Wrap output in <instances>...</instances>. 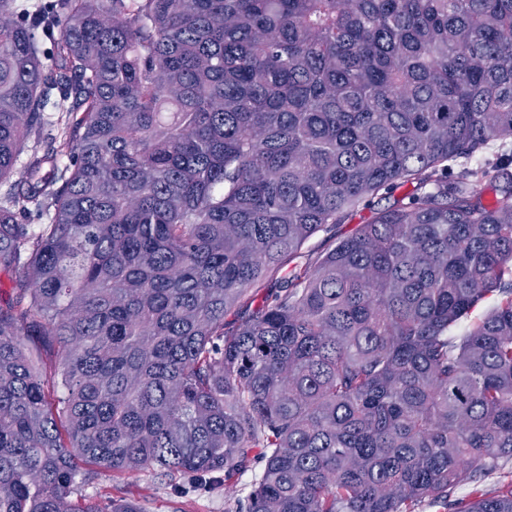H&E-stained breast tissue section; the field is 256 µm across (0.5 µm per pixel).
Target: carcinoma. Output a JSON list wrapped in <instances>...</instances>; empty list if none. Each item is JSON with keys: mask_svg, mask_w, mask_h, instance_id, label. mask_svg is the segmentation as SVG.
I'll list each match as a JSON object with an SVG mask.
<instances>
[{"mask_svg": "<svg viewBox=\"0 0 512 512\" xmlns=\"http://www.w3.org/2000/svg\"><path fill=\"white\" fill-rule=\"evenodd\" d=\"M508 140L512 0H0V512H512V173L448 176ZM377 200L372 199L371 202L366 206L362 205L359 210L354 213L353 216L349 217L344 221L343 224H337L332 232L333 237L336 238V242L341 238L349 235L352 230L356 227L357 224H365L367 221L371 219L373 208H377ZM375 205V207H374ZM244 471L237 474L231 486L195 489L188 479H158L150 471L112 476L109 472L78 479V495L106 506L112 498L141 501L147 512H246L249 497L255 489L264 462L253 457Z\"/></svg>", "mask_w": 512, "mask_h": 512, "instance_id": "carcinoma-1", "label": "carcinoma"}]
</instances>
